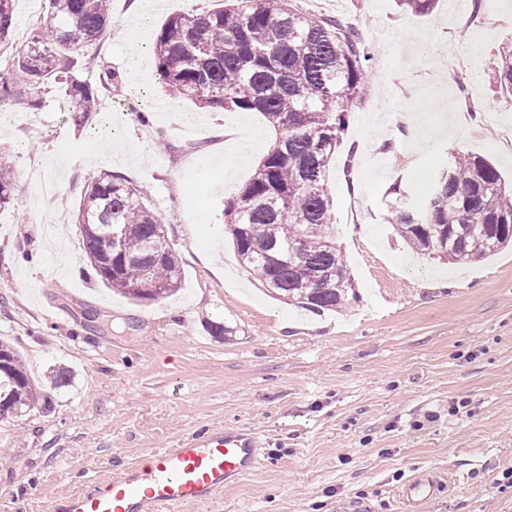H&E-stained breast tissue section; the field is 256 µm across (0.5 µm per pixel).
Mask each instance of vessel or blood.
<instances>
[{
  "label": "vessel or blood",
  "mask_w": 512,
  "mask_h": 512,
  "mask_svg": "<svg viewBox=\"0 0 512 512\" xmlns=\"http://www.w3.org/2000/svg\"><path fill=\"white\" fill-rule=\"evenodd\" d=\"M258 462L259 443L250 432L229 428L198 434L180 447L153 450L119 476L53 499L48 512H170L236 485ZM444 483L419 474L398 488L397 497L406 512H419Z\"/></svg>",
  "instance_id": "vessel-or-blood-1"
}]
</instances>
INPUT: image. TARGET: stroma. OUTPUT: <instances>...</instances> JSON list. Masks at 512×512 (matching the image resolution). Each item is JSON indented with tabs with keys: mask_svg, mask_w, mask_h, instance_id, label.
I'll return each instance as SVG.
<instances>
[{
	"mask_svg": "<svg viewBox=\"0 0 512 512\" xmlns=\"http://www.w3.org/2000/svg\"><path fill=\"white\" fill-rule=\"evenodd\" d=\"M224 0H112L100 69L134 94L75 122L63 92L0 103V156L15 173L0 209V336L31 373L71 372L49 412L0 420V512H47L51 497L137 464L149 451L224 428L252 432L260 462L177 512H399L398 487L425 471L451 480L426 512H512V250L446 264L397 239L393 187L423 183L451 152L487 158L512 180V91L495 77L512 44V0H295L339 20L372 52L326 180L336 242L357 297L322 315L263 293L220 220L274 133L257 112L204 111L155 79L152 47L172 14ZM139 55L141 72L128 66ZM100 69H79L98 83ZM40 99L39 108L27 105ZM474 111L461 119L460 109ZM147 107L149 123L131 120ZM95 145L65 154L67 143ZM117 172L169 220L184 272L177 295L130 303L97 283L76 224L94 176ZM56 194L40 205L43 182ZM235 336H208L203 319Z\"/></svg>",
	"mask_w": 512,
	"mask_h": 512,
	"instance_id": "obj_1",
	"label": "stroma"
}]
</instances>
